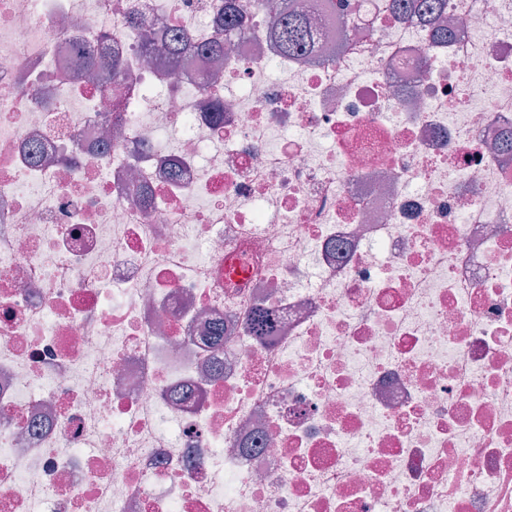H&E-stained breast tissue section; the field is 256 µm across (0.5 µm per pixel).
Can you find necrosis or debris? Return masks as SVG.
Segmentation results:
<instances>
[{
  "instance_id": "1",
  "label": "necrosis or debris",
  "mask_w": 512,
  "mask_h": 512,
  "mask_svg": "<svg viewBox=\"0 0 512 512\" xmlns=\"http://www.w3.org/2000/svg\"><path fill=\"white\" fill-rule=\"evenodd\" d=\"M387 2L0 0V512H512V0ZM446 0H394L397 8L413 10L427 21L438 19L444 11ZM241 16V5H229L224 9V21L220 28H218L217 37L204 47V49L211 52L212 58L219 59L224 56V43L231 41V39L237 34ZM270 36L285 53L307 55L313 46V32L306 17L282 14L272 23Z\"/></svg>"
}]
</instances>
